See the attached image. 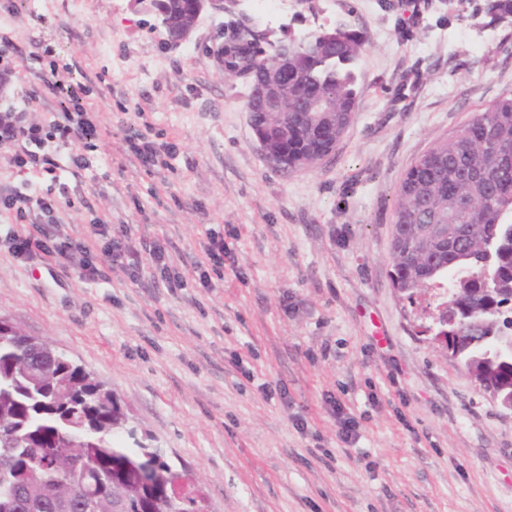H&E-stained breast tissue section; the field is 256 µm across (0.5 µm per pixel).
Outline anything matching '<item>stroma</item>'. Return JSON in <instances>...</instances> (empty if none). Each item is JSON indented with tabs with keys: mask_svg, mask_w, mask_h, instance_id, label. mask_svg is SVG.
Here are the masks:
<instances>
[{
	"mask_svg": "<svg viewBox=\"0 0 512 512\" xmlns=\"http://www.w3.org/2000/svg\"><path fill=\"white\" fill-rule=\"evenodd\" d=\"M387 2L300 0L283 18L297 35L343 22L370 40L349 127L288 174L261 155L248 85L214 61L228 14L206 13L178 48L134 0H85L79 15L69 0L46 12L16 0L0 24L18 70L0 110L34 89L25 122L60 110L42 82L55 64L102 127L89 168L65 177L63 230L80 237L105 218L129 251L128 267L103 265L87 284L76 259L1 247L0 315L110 388L211 512H512V414L418 333L421 307L389 264L406 170L512 94V17L491 19L485 0ZM210 227L235 263L202 288L193 267ZM155 240L185 287H156ZM329 393L355 417L356 444L338 439Z\"/></svg>",
	"mask_w": 512,
	"mask_h": 512,
	"instance_id": "obj_1",
	"label": "stroma"
}]
</instances>
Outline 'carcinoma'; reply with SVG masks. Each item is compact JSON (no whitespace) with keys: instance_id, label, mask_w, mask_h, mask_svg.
I'll return each mask as SVG.
<instances>
[{"instance_id":"carcinoma-1","label":"carcinoma","mask_w":512,"mask_h":512,"mask_svg":"<svg viewBox=\"0 0 512 512\" xmlns=\"http://www.w3.org/2000/svg\"><path fill=\"white\" fill-rule=\"evenodd\" d=\"M192 9L166 0L172 29ZM494 17L512 16V0H487ZM239 49L224 36L227 77L251 84L284 63L286 107L262 110L260 123L288 128V163L314 165L349 125L360 91L353 63L369 45L345 25L289 36L265 50L263 36ZM392 223L411 235L419 224H450L448 239L418 238L413 251L390 247L391 278L413 296L427 289L447 297L458 327L472 328L460 356L479 385L512 388V357L486 360L497 330L489 309L512 302V94L501 96L436 142L407 171ZM0 337V512H206L203 490L152 448L115 442L135 430L112 391L58 354L49 341ZM68 460L69 474L57 460Z\"/></svg>"}]
</instances>
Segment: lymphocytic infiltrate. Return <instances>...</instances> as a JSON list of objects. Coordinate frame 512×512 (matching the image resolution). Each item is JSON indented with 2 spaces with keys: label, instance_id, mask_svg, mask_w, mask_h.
I'll list each match as a JSON object with an SVG mask.
<instances>
[{
  "label": "lymphocytic infiltrate",
  "instance_id": "lymphocytic-infiltrate-1",
  "mask_svg": "<svg viewBox=\"0 0 512 512\" xmlns=\"http://www.w3.org/2000/svg\"><path fill=\"white\" fill-rule=\"evenodd\" d=\"M43 83L63 105L49 120L27 123L15 108L0 111V145L16 147L10 165L21 173L34 171L48 176L44 182L0 185V215L8 214L15 220L4 240L11 253L22 259L36 254L78 256V277L89 282L100 276L101 264L122 263L126 247L121 239L112 237L111 224L102 220L91 224L83 237L62 232L58 197L67 189L61 180L63 172L88 168L79 148L99 139L100 126L87 112L78 85L55 71L44 77Z\"/></svg>",
  "mask_w": 512,
  "mask_h": 512
}]
</instances>
